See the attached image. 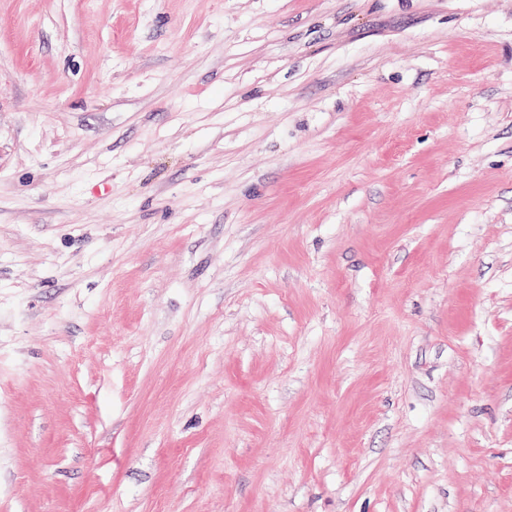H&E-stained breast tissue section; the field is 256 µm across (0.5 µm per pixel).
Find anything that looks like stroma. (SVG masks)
Returning a JSON list of instances; mask_svg holds the SVG:
<instances>
[{
	"mask_svg": "<svg viewBox=\"0 0 512 512\" xmlns=\"http://www.w3.org/2000/svg\"><path fill=\"white\" fill-rule=\"evenodd\" d=\"M0 512H512V0H0Z\"/></svg>",
	"mask_w": 512,
	"mask_h": 512,
	"instance_id": "stroma-1",
	"label": "stroma"
}]
</instances>
